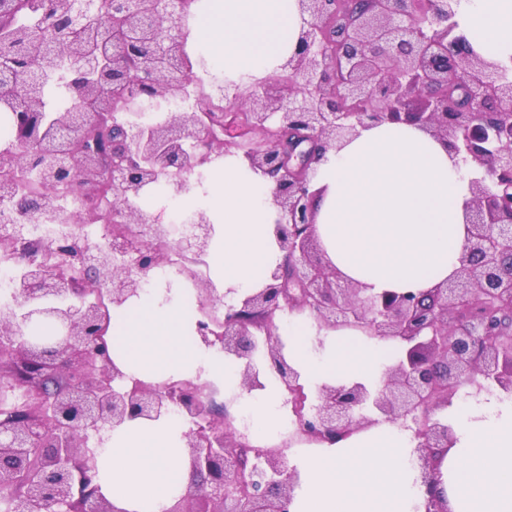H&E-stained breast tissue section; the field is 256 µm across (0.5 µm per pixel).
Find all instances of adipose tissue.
Segmentation results:
<instances>
[{"label":"adipose tissue","mask_w":512,"mask_h":512,"mask_svg":"<svg viewBox=\"0 0 512 512\" xmlns=\"http://www.w3.org/2000/svg\"><path fill=\"white\" fill-rule=\"evenodd\" d=\"M458 18L473 49L512 58V0H459ZM303 21L297 0H197L187 21L189 54H205L225 77L276 72L294 53ZM204 210L214 222L208 261L218 295L243 301L264 287L284 259L271 180L244 158L212 166ZM470 178L447 144L414 125L372 124L328 152L313 185V233L329 264L348 282L378 294L421 293L456 272L467 239ZM170 273L113 307L109 354L124 383L200 379L234 391L264 442L288 422V395L261 367V388L241 385L244 366L200 344L196 299L169 287ZM284 356L310 393L322 385H381L398 358L393 339L353 327L317 329L291 320ZM454 443L439 466L438 495L450 512H512V396L482 395L449 406ZM188 426L174 413L113 428L97 449L100 494L119 512H168L190 484ZM411 430L379 421L313 453H292L298 475L289 512H425L429 494Z\"/></svg>","instance_id":"adipose-tissue-1"}]
</instances>
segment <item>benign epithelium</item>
<instances>
[{"label": "benign epithelium", "mask_w": 512, "mask_h": 512, "mask_svg": "<svg viewBox=\"0 0 512 512\" xmlns=\"http://www.w3.org/2000/svg\"><path fill=\"white\" fill-rule=\"evenodd\" d=\"M112 2V90L128 91L147 76L157 98L184 96L191 79L183 68L185 0H100ZM456 0H299L303 25L296 52L281 71L258 82L239 111L233 95L217 126L194 112H171L164 122L146 116L106 113L109 96L98 82L83 86L80 106L45 113L42 66L30 71L32 92L23 100L29 115L52 129L47 149L66 147L73 132L91 125L102 136L71 159L64 152L63 172L83 189L112 187L121 201V223L138 224L170 235L169 225L129 205L137 188L163 181L172 195L185 190L172 174L192 170L224 156L225 137L257 134L263 149L245 155L251 167L274 178L272 200L281 220L276 237L285 261L269 283L248 296L243 307L224 316L219 332L197 326L200 341L220 345L226 354L247 357L256 336H265L270 368L286 389L301 387L299 373L285 360L272 333L276 313L309 311L321 327L355 326L381 338L397 339L401 354L381 389L361 383L324 385L319 404L297 416L300 433L334 442L375 417L387 421L424 420L416 431V451L428 466L424 483L427 512H448L435 493L434 465L452 444L451 427L431 418L464 387L481 391L488 383L512 391V350L497 337L512 332V66L478 55L455 20ZM61 16L76 27L79 0H58ZM157 37L159 66L145 58L129 74L116 62L128 51L127 35ZM67 57L79 70L102 68L101 60L73 44ZM413 124L448 143L470 179L468 235L454 276L415 294L367 295L343 280L319 258L312 233L310 174L331 149L382 122ZM212 227L205 212L183 223L176 251L204 253ZM46 254L61 265L78 266L74 282L30 259L14 292V310L0 319V405L21 390L42 402V413L21 408L0 419V487L18 488L11 512H78L76 498L93 490L96 456L105 433L135 418L156 419L176 409L209 432L187 433L191 481L188 492L169 512H288L296 472L285 453L255 449L243 454L247 435L224 424L182 385L155 388L126 385L107 353L104 304L119 306L138 295L148 271L168 253L148 250L124 237L108 236L105 247L87 248L71 232L43 241ZM108 271L88 287L89 267ZM55 320L51 342L26 336L40 316Z\"/></svg>", "instance_id": "7a95c632"}]
</instances>
